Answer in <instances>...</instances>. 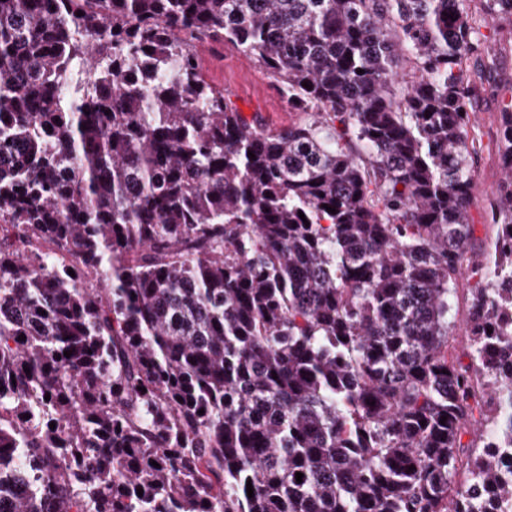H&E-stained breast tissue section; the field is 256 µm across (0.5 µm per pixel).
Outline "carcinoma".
I'll return each mask as SVG.
<instances>
[{"label":"carcinoma","mask_w":512,"mask_h":512,"mask_svg":"<svg viewBox=\"0 0 512 512\" xmlns=\"http://www.w3.org/2000/svg\"><path fill=\"white\" fill-rule=\"evenodd\" d=\"M505 23L512 0H0V512L512 501V102L482 253L470 214ZM205 40L301 121H247ZM196 59L207 83L224 88L248 120L257 119L270 131L297 123L301 115L288 108L270 72L248 60L231 44L197 43ZM473 284V281H464L463 289H459L457 297L454 299L455 309L458 312L455 318L454 327L450 331L449 343L452 346V352L457 355L464 363L469 361L466 354L469 351V340L466 336L463 318L469 306L470 293L468 288Z\"/></svg>","instance_id":"1"}]
</instances>
